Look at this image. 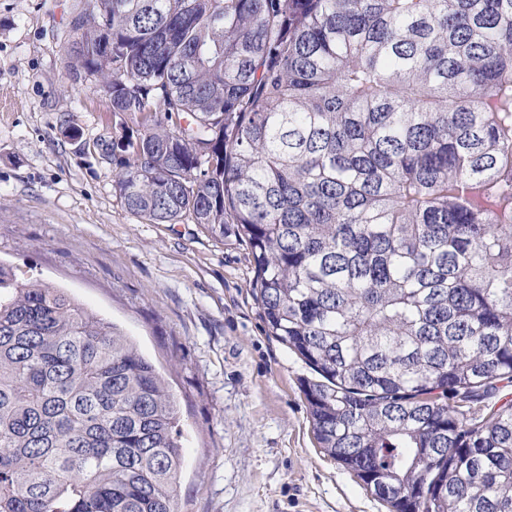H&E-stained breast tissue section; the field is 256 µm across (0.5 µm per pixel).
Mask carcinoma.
Masks as SVG:
<instances>
[{"label": "carcinoma", "instance_id": "obj_1", "mask_svg": "<svg viewBox=\"0 0 512 512\" xmlns=\"http://www.w3.org/2000/svg\"><path fill=\"white\" fill-rule=\"evenodd\" d=\"M149 224L237 225L319 447L390 512H512V0H84ZM155 367L0 263V512H177Z\"/></svg>", "mask_w": 512, "mask_h": 512}]
</instances>
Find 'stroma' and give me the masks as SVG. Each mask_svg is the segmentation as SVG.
Returning <instances> with one entry per match:
<instances>
[{"instance_id":"obj_1","label":"stroma","mask_w":512,"mask_h":512,"mask_svg":"<svg viewBox=\"0 0 512 512\" xmlns=\"http://www.w3.org/2000/svg\"><path fill=\"white\" fill-rule=\"evenodd\" d=\"M80 9L0 0V260L68 289L161 371L185 435L177 512H389L321 452L312 371L267 335L245 240L145 223L115 196L94 144L118 120L70 68Z\"/></svg>"}]
</instances>
